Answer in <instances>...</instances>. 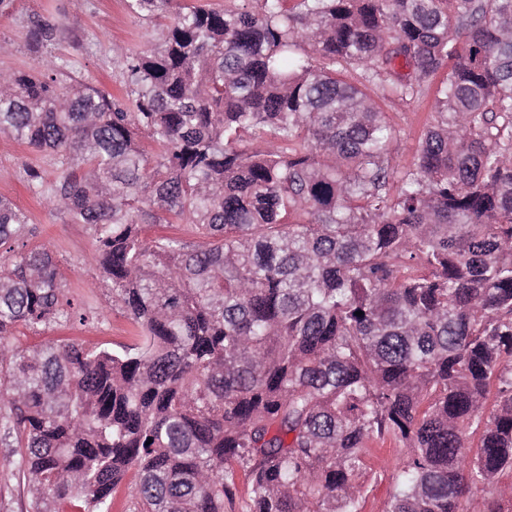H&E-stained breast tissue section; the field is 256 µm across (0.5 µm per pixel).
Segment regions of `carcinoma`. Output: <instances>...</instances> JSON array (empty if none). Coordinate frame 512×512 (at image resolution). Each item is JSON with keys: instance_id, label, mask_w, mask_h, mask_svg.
<instances>
[{"instance_id": "carcinoma-1", "label": "carcinoma", "mask_w": 512, "mask_h": 512, "mask_svg": "<svg viewBox=\"0 0 512 512\" xmlns=\"http://www.w3.org/2000/svg\"><path fill=\"white\" fill-rule=\"evenodd\" d=\"M257 2L126 0L163 29L116 61L122 98L54 55L0 68V133L58 170L23 180L89 230L137 328L112 350L11 344L87 315L0 197V431L31 512H112L131 471L128 512H232L241 485L245 512H360L387 443L405 458L386 512H502L512 0ZM26 38L54 31L32 16ZM440 72L396 171L373 87L411 101Z\"/></svg>"}]
</instances>
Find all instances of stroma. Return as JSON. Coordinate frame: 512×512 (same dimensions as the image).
I'll list each match as a JSON object with an SVG mask.
<instances>
[{"mask_svg":"<svg viewBox=\"0 0 512 512\" xmlns=\"http://www.w3.org/2000/svg\"><path fill=\"white\" fill-rule=\"evenodd\" d=\"M39 15L54 26L56 38L50 47L74 63V72L111 92H118L120 76L115 58L139 52L159 42L157 23L130 14L124 0H18L13 14L0 17V41L12 44L10 54L0 57V68L28 69L37 62L25 39L26 22ZM431 92L402 101L379 96L378 102L397 131V141L389 163L397 170L414 162L420 138L430 112ZM33 164L54 175L50 157L0 135V197L10 198L37 224L40 241L50 243L57 276L68 294L85 312L89 322L56 327L36 334L18 330L14 338L22 348L53 340H75L87 345L109 347L128 341L129 324L123 311L112 301L109 288L92 287L98 275L95 246L88 231L70 223L60 211L48 209L45 201L32 193L21 178L23 164ZM404 457L400 448H374L368 460L369 487L361 512H385L399 466Z\"/></svg>","mask_w":512,"mask_h":512,"instance_id":"35a3bbf8","label":"stroma"}]
</instances>
